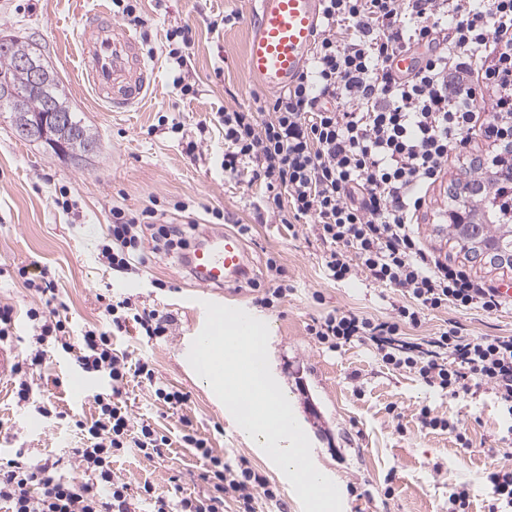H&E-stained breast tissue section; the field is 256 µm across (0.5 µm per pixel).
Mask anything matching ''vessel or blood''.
I'll return each mask as SVG.
<instances>
[{
    "mask_svg": "<svg viewBox=\"0 0 512 512\" xmlns=\"http://www.w3.org/2000/svg\"><path fill=\"white\" fill-rule=\"evenodd\" d=\"M256 12L246 72L277 93L292 86L309 65L320 30L321 0H256ZM78 40L81 75L110 111H129L148 98L156 71L136 34L113 21L105 6L83 16ZM187 265L201 288H221L250 273L243 239L224 231L206 234L188 254Z\"/></svg>",
    "mask_w": 512,
    "mask_h": 512,
    "instance_id": "vessel-or-blood-1",
    "label": "vessel or blood"
}]
</instances>
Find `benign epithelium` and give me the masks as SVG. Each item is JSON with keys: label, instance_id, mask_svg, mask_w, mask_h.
Wrapping results in <instances>:
<instances>
[{"label": "benign epithelium", "instance_id": "obj_1", "mask_svg": "<svg viewBox=\"0 0 512 512\" xmlns=\"http://www.w3.org/2000/svg\"><path fill=\"white\" fill-rule=\"evenodd\" d=\"M487 135L507 150L494 161L484 181H467L456 188L458 207L448 212L449 226L459 233V244L465 250L475 249L493 257L494 261L512 267V225L501 224L493 235H485L482 229L491 223L485 207L487 196L482 188L502 182H512V113H507L505 125H496Z\"/></svg>", "mask_w": 512, "mask_h": 512}]
</instances>
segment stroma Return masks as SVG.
Returning a JSON list of instances; mask_svg holds the SVG:
<instances>
[{
  "label": "stroma",
  "mask_w": 512,
  "mask_h": 512,
  "mask_svg": "<svg viewBox=\"0 0 512 512\" xmlns=\"http://www.w3.org/2000/svg\"><path fill=\"white\" fill-rule=\"evenodd\" d=\"M97 0H0V36L25 38L63 83L78 119L98 136L96 154L64 161L44 144L20 139L8 115L0 114V304L12 305L14 336L0 349L16 362L33 334L26 311L38 296L18 275L26 267L31 278H44L66 304L67 326L73 336L96 329L112 335V346L126 352L129 364L149 360L159 378L181 389L188 401L174 410L155 400L146 385L129 381L121 403L139 422L151 423L170 441L162 456L146 459L129 449L113 458L112 469L132 487L150 484L172 499L197 495L205 461L186 447L182 436L193 427L207 438L215 455L229 465L246 458L278 494L277 501L258 500L255 512H303L284 474L268 463L229 423L227 408L216 402L187 359L191 336L200 322L204 302L245 307L269 328L270 370L298 419L306 426L317 468L336 479L343 512H448V496L460 485L471 494V512H487L486 475L512 448V415L487 386H470L459 396L443 395L415 374L392 371L367 345L352 344L328 351L307 327L325 311L337 309L374 318L391 314L403 299L401 291L368 283L328 280L322 268L323 243L311 228L295 234L259 210L263 185L251 170L226 175L223 111L253 108L267 91L251 81L245 69L248 36L255 23L254 0H139L144 27L141 47L155 67L157 82L149 99L130 111L112 112L78 78V25ZM233 20L210 30V20ZM192 30L188 48L189 81L196 95L184 96L172 85L163 52L165 33L173 26ZM182 126L174 133L160 118ZM198 144L189 151L188 141ZM483 126L446 164L441 184L428 192L430 204L421 211L416 230L424 247L464 267L475 279L512 290V268L499 267L461 252L440 222L452 205L449 192L468 179L470 160L490 154ZM66 189L73 203L64 212L53 202ZM190 204L200 231L233 230L248 224L244 239L250 257L248 281L222 289L196 288L177 254L158 258L136 274H120L99 259V246L112 222L113 208L139 211L155 206L167 210L168 221H179L176 202ZM224 213L209 216V208ZM277 257L289 291L274 307L254 301L256 287H269L266 262ZM131 299L174 320L170 336L148 339L138 328L113 330L106 304ZM462 324L476 336L512 335V308L487 314L476 310L431 313L418 328L408 329L416 341L443 328L447 320ZM46 360L34 373L28 403H18L10 375L0 376V456L17 451L58 462L71 470L73 449L84 441L73 422L95 414L92 397L75 398L72 381L79 371L60 344L48 342ZM359 381H352L353 373ZM395 406L400 422L387 413ZM429 406L434 414L457 422L469 440L460 445L445 432L421 428L416 413ZM393 496H386V488Z\"/></svg>",
  "instance_id": "35a3bbf8"
}]
</instances>
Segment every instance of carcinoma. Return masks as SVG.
Segmentation results:
<instances>
[{
    "mask_svg": "<svg viewBox=\"0 0 512 512\" xmlns=\"http://www.w3.org/2000/svg\"><path fill=\"white\" fill-rule=\"evenodd\" d=\"M35 56L36 52L28 42L14 36L0 37V112L9 113L16 133L29 140L31 136L24 134V126L35 115L48 111V103L54 99L59 104L62 118L59 138L82 154L93 152L97 148L96 135L77 119L57 73L49 64H44L43 78L36 85L29 71L19 65L20 60Z\"/></svg>",
    "mask_w": 512,
    "mask_h": 512,
    "instance_id": "1",
    "label": "carcinoma"
}]
</instances>
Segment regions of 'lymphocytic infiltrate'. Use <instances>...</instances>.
Here are the masks:
<instances>
[{
  "label": "lymphocytic infiltrate",
  "mask_w": 512,
  "mask_h": 512,
  "mask_svg": "<svg viewBox=\"0 0 512 512\" xmlns=\"http://www.w3.org/2000/svg\"><path fill=\"white\" fill-rule=\"evenodd\" d=\"M321 28L293 86L257 100L254 109L225 113L224 171L236 175L253 165L254 178L265 185L262 208L291 231L299 221L310 223L327 246L328 279L361 277L402 292L403 302L385 319L335 309L314 320L308 331L319 344L331 351L354 341L373 346L385 367L413 372L452 397L476 375L512 414V336H473L452 321L418 342L403 337L432 312L490 314L512 305L499 288L428 252L414 231L429 188L465 147L475 120L490 128L512 112V0H322ZM189 33L185 26L168 30L165 47L172 84L185 95L194 91L186 81ZM414 49L422 52L416 71H393V58ZM484 88L494 95L487 111L478 104ZM189 247L188 230L165 222L157 209L117 208L100 255L125 273L148 267L156 254ZM106 311L116 329L134 323L150 339L172 333L170 316L130 299ZM27 316L36 347L12 367L19 401L30 398L27 371L42 364L50 337L107 386L93 397L96 419L75 422L88 444L72 451L74 474H56L55 463L17 453L0 462V503L8 512H137L112 459L129 448L154 458L168 438L151 424L134 423L117 397L133 376L173 409L186 403V393L162 382L147 361L129 365L107 333L88 330L72 344L57 308L32 307ZM183 441L205 459L201 479L208 488L174 505L144 486L152 512H224L229 499L238 512H254L257 498L275 499L246 460L225 464L193 431ZM503 455L504 464L487 475L488 512H512V448Z\"/></svg>",
  "instance_id": "f902f5d3"
}]
</instances>
